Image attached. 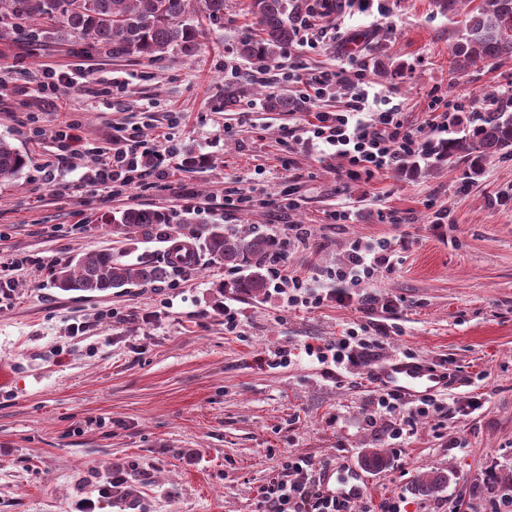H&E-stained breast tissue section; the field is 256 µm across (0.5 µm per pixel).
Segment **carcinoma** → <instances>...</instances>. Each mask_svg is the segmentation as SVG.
I'll return each instance as SVG.
<instances>
[{"instance_id": "carcinoma-1", "label": "carcinoma", "mask_w": 512, "mask_h": 512, "mask_svg": "<svg viewBox=\"0 0 512 512\" xmlns=\"http://www.w3.org/2000/svg\"><path fill=\"white\" fill-rule=\"evenodd\" d=\"M225 0H203L210 24L224 26ZM189 0H0V23L12 19L52 22L38 27L36 37L63 33L89 46L108 47L114 56L161 60L176 48L187 53L197 45L198 31L186 22ZM289 0H249V13L258 27V37L240 41L237 52L246 59L273 61L293 44L296 27L288 13ZM451 71L473 69L512 60V0H487V6L469 11L464 29L452 44ZM271 112H298L302 100L288 94H265ZM494 156H512V113L503 109L486 112L479 124L461 137H451L439 158L457 157L466 163L471 178L479 177ZM27 161L10 142L0 139V182L16 178ZM113 232L151 236L169 216L155 209H127L112 218ZM176 235L198 243L209 260L248 274L232 288L242 295L257 296L267 288V266L283 251L282 242L270 235L229 232L222 224H179ZM167 266L153 261L122 262L110 250H92L72 259L55 273L54 285L62 291L106 292L129 285H148L164 280ZM363 466L380 469L387 463L381 448H369L360 457ZM448 484V472L434 469L421 474L414 485L424 497Z\"/></svg>"}]
</instances>
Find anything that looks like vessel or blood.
<instances>
[{"instance_id": "b4317fda", "label": "vessel or blood", "mask_w": 512, "mask_h": 512, "mask_svg": "<svg viewBox=\"0 0 512 512\" xmlns=\"http://www.w3.org/2000/svg\"><path fill=\"white\" fill-rule=\"evenodd\" d=\"M374 384L377 387L398 394L404 401L413 402L424 396L432 395L451 386L452 381L447 371L422 360H406L394 357L375 370ZM334 467H327L322 472V489L326 494L343 496L351 500L366 498L367 478L363 471L351 473L350 487H342L334 479Z\"/></svg>"}]
</instances>
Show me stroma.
<instances>
[{
    "label": "stroma",
    "instance_id": "stroma-1",
    "mask_svg": "<svg viewBox=\"0 0 512 512\" xmlns=\"http://www.w3.org/2000/svg\"><path fill=\"white\" fill-rule=\"evenodd\" d=\"M246 0H226L224 25L204 24L202 0H190L187 19L201 33L197 50L161 61L113 57L111 50L79 52L73 38L31 44L19 26L0 27V138L26 158L19 178L0 182V258L28 257L0 302V363L12 366L11 391H0V512H261V490L281 472L285 457L315 465L355 468L363 452L385 448L389 465L369 472L362 512H512V158L491 159L468 179L457 159H422L416 169L350 179L342 160L296 137L310 112L266 111L253 77L258 64L236 56L253 20ZM378 20L357 15L352 37L366 57L381 95L403 108L413 126L430 118L434 97L476 98L450 135L461 136L476 113L512 112V61L451 74L449 51L459 18L433 0H387ZM284 66L339 72L325 110L343 107L358 63L328 41L317 50L292 44ZM69 70L84 64L100 81L119 78L125 91L109 104L78 83L62 89L61 105L38 98L42 64ZM182 120L171 125V112ZM34 112L46 138L21 134L22 113ZM79 120L99 146L115 128L150 140L172 130L194 167H177L180 191L197 195L195 210L177 193L152 189L117 195L90 191L77 169L59 164L51 139ZM265 187L246 211L225 206V188ZM297 198L296 208L277 206ZM166 212L168 226L151 237H116L114 215L129 208ZM344 210L347 223L327 213ZM448 214L434 229L436 211ZM402 221L390 224L388 213ZM222 224L287 238L305 224L312 236L289 246L290 270L314 277L328 292L323 305L288 306L274 290L257 298L228 284L237 272L208 259L171 268L161 283L120 293L64 292L56 267L78 254L109 249L124 262H166L170 228ZM404 239L402 262L337 303L330 268L345 261L353 240ZM239 313L237 332L224 330V309ZM385 328L374 358L327 375L303 354L347 328ZM291 363L276 365V350ZM446 368L458 383L439 415L415 419L406 441L393 445L389 417L368 426L373 368L394 356ZM482 406L469 413L467 398ZM446 469L448 485L432 497L415 494L417 477ZM123 472L133 492L115 501L112 476Z\"/></svg>",
    "mask_w": 512,
    "mask_h": 512
}]
</instances>
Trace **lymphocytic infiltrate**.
<instances>
[{"mask_svg":"<svg viewBox=\"0 0 512 512\" xmlns=\"http://www.w3.org/2000/svg\"><path fill=\"white\" fill-rule=\"evenodd\" d=\"M331 8V0H303L296 28L304 46L314 50L324 41L338 38L341 24L330 26L323 22ZM338 77L336 71L317 68L305 69L301 74L292 70L287 74L299 97L311 103L333 96ZM374 86L370 69L360 67L358 81L343 108L316 111L314 122L304 128L308 143L325 146L336 158L345 161L349 171L362 172L369 177L399 170L408 158L430 153L436 143V133L447 131L451 115L470 105L464 97L446 101L439 121L432 123V132L427 135L422 128L408 122L398 105H384ZM53 141L61 160H78L85 155L94 157V167L82 175L84 186L113 188L120 192L172 187L171 163L179 155V146L168 134L147 141L131 132L116 137L107 148L87 142L81 134L80 123L71 120L55 133ZM399 261L398 250L391 239L353 241L346 260L328 272L329 278L337 284V302L352 300V288L368 284L377 272L393 273ZM268 277L274 288L287 294L289 305L317 308L327 299L315 286L313 278L289 270L285 259L271 264ZM380 345L379 337L351 328L336 342L306 345L305 353L318 363L330 361L341 369L358 364ZM442 407V402L434 396L408 404L382 390L368 407L365 420L373 425L378 415L396 417L397 422L388 428L387 436L399 440L403 437L405 422L441 412ZM263 499L266 512H356L357 509L354 502L324 495L314 475L313 462L303 456H290L283 461L280 476L264 488Z\"/></svg>","mask_w":512,"mask_h":512,"instance_id":"1","label":"lymphocytic infiltrate"}]
</instances>
